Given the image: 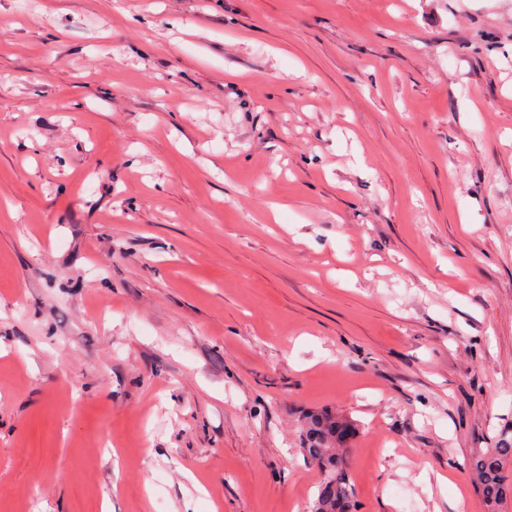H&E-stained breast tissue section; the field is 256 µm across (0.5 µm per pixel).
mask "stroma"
Instances as JSON below:
<instances>
[{
    "mask_svg": "<svg viewBox=\"0 0 512 512\" xmlns=\"http://www.w3.org/2000/svg\"><path fill=\"white\" fill-rule=\"evenodd\" d=\"M321 411L484 512L512 0H0V512H309Z\"/></svg>",
    "mask_w": 512,
    "mask_h": 512,
    "instance_id": "1",
    "label": "stroma"
}]
</instances>
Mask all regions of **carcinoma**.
I'll return each mask as SVG.
<instances>
[{
    "instance_id": "cac0c4a2",
    "label": "carcinoma",
    "mask_w": 512,
    "mask_h": 512,
    "mask_svg": "<svg viewBox=\"0 0 512 512\" xmlns=\"http://www.w3.org/2000/svg\"><path fill=\"white\" fill-rule=\"evenodd\" d=\"M355 432L347 419L312 415L305 420L302 451L323 471L311 512H356L354 489L348 466L346 439ZM512 438H501L496 447L477 453L470 475L482 496L485 512H502L512 497Z\"/></svg>"
}]
</instances>
